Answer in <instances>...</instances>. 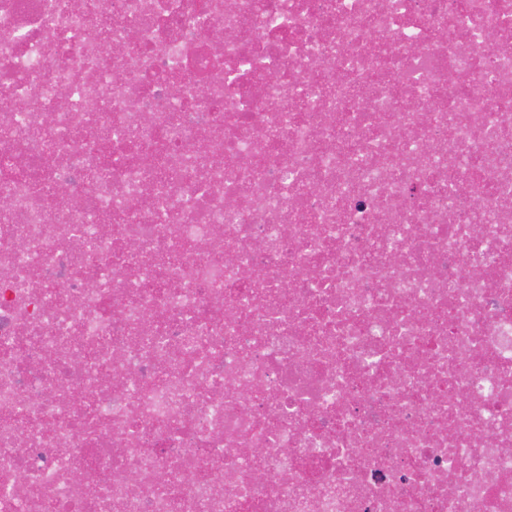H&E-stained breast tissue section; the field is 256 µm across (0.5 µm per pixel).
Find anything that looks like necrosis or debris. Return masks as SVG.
Returning a JSON list of instances; mask_svg holds the SVG:
<instances>
[{
	"label": "necrosis or debris",
	"mask_w": 512,
	"mask_h": 512,
	"mask_svg": "<svg viewBox=\"0 0 512 512\" xmlns=\"http://www.w3.org/2000/svg\"><path fill=\"white\" fill-rule=\"evenodd\" d=\"M0 512H512V0H0Z\"/></svg>",
	"instance_id": "obj_1"
}]
</instances>
